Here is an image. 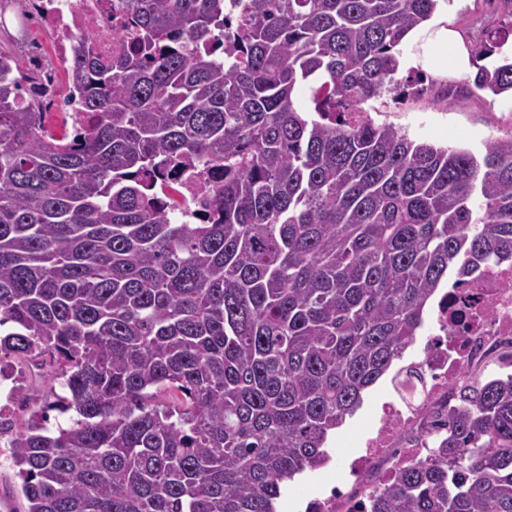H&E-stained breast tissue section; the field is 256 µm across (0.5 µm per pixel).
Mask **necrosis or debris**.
<instances>
[{
    "instance_id": "1",
    "label": "necrosis or debris",
    "mask_w": 512,
    "mask_h": 512,
    "mask_svg": "<svg viewBox=\"0 0 512 512\" xmlns=\"http://www.w3.org/2000/svg\"><path fill=\"white\" fill-rule=\"evenodd\" d=\"M55 55L67 60L76 33L92 29L102 56L118 54L130 39L133 11L127 0H35ZM436 333L427 337L416 367L422 380L398 401L364 441L349 475L366 487L374 463L396 470L421 459L430 445L427 408L448 403L452 386L467 383L488 366L512 368V263L474 274L442 290L434 307Z\"/></svg>"
}]
</instances>
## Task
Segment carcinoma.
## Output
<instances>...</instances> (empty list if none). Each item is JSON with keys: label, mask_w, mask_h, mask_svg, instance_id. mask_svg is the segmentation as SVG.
Segmentation results:
<instances>
[{"label": "carcinoma", "mask_w": 512, "mask_h": 512, "mask_svg": "<svg viewBox=\"0 0 512 512\" xmlns=\"http://www.w3.org/2000/svg\"><path fill=\"white\" fill-rule=\"evenodd\" d=\"M128 2L127 53L74 39L71 135L0 61V356L51 361L8 464L25 512H276L443 278L512 261V136L439 147L364 108L420 94L400 45L438 0ZM483 2L474 85L512 97V0ZM188 180L211 192L178 221ZM432 433L363 512H512V376Z\"/></svg>", "instance_id": "carcinoma-1"}]
</instances>
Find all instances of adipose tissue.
I'll list each match as a JSON object with an SVG mask.
<instances>
[{
  "label": "adipose tissue",
  "instance_id": "1",
  "mask_svg": "<svg viewBox=\"0 0 512 512\" xmlns=\"http://www.w3.org/2000/svg\"><path fill=\"white\" fill-rule=\"evenodd\" d=\"M404 41L407 53L400 60L401 67L441 77L451 71L466 73L475 67L468 43L451 25L447 5H440L430 21L412 29Z\"/></svg>",
  "mask_w": 512,
  "mask_h": 512
}]
</instances>
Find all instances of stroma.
<instances>
[{
  "label": "stroma",
  "mask_w": 512,
  "mask_h": 512,
  "mask_svg": "<svg viewBox=\"0 0 512 512\" xmlns=\"http://www.w3.org/2000/svg\"><path fill=\"white\" fill-rule=\"evenodd\" d=\"M32 0H7L0 14V51L11 54L21 71L47 81L52 104L44 122L53 132L64 130L60 101L68 93L66 66L53 54L50 36L40 27ZM493 19L483 0H459L453 22L470 43H477ZM472 74L437 77L422 74V95L369 101L368 113L379 123L401 128L412 139L440 146L483 149L495 138L512 135V99L491 97L472 83ZM397 395L389 378H382L364 396L357 413L337 428L331 438L332 462L324 470L307 473L289 486L277 503V512H303L307 498L319 494L326 480L339 479L349 462L359 455L362 438L374 427L385 402Z\"/></svg>",
  "instance_id": "35a3bbf8"
}]
</instances>
